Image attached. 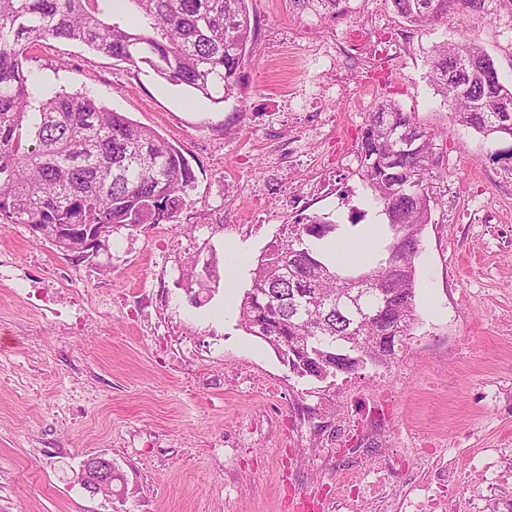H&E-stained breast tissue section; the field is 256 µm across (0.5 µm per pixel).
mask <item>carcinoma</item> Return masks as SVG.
Here are the masks:
<instances>
[{"mask_svg":"<svg viewBox=\"0 0 512 512\" xmlns=\"http://www.w3.org/2000/svg\"><path fill=\"white\" fill-rule=\"evenodd\" d=\"M0 0V223L26 224L38 239L83 260L68 224L137 227L172 223L190 201L194 171L183 150L126 113L82 92L45 93L25 68L43 39L78 42L215 103L234 93L252 42L246 0ZM299 10L337 16L343 0H289ZM414 27L456 10L481 18L486 0H392ZM463 52L472 66L451 70ZM430 82L451 116L486 138L512 139V88L475 42L433 51ZM415 139L400 149L394 138ZM438 134L391 99L368 114L356 145L363 180L385 217L383 257L339 265L325 247L342 225L325 216L285 224L257 259L239 324L272 349L288 341L290 372L325 381L369 364H390L416 321V263L431 219L427 176Z\"/></svg>","mask_w":512,"mask_h":512,"instance_id":"carcinoma-1","label":"carcinoma"}]
</instances>
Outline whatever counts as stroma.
Returning a JSON list of instances; mask_svg holds the SVG:
<instances>
[{"instance_id":"stroma-1","label":"stroma","mask_w":512,"mask_h":512,"mask_svg":"<svg viewBox=\"0 0 512 512\" xmlns=\"http://www.w3.org/2000/svg\"><path fill=\"white\" fill-rule=\"evenodd\" d=\"M255 23L241 85L215 104L78 43L42 40L27 70L48 93L94 95L179 146L195 173L177 222L121 227L87 261L62 256L27 225L0 223V512H288V493L335 484V462L307 461L316 447L312 408L333 424L365 430L384 404L380 438L403 449L512 448V163L453 121L428 80L435 45L476 41L512 85V0H487L479 19L408 26L391 0H349L337 18L291 9L288 0H246ZM325 136L351 128L345 156L324 146L288 151L295 134L283 100L313 92ZM394 100L437 130L428 191L431 222L417 265L419 322L397 361L323 382L290 373L239 325V305L258 256L292 223L277 172L336 178L302 208L339 224L384 217L360 173L355 145L379 102ZM264 188L261 201L251 184ZM268 209L266 222L256 212ZM244 254L228 270V249ZM69 293L87 321L62 334L27 297L29 279ZM153 290L154 336L114 304ZM267 380L227 389L224 373ZM111 456L112 497L75 479L80 463Z\"/></svg>"}]
</instances>
